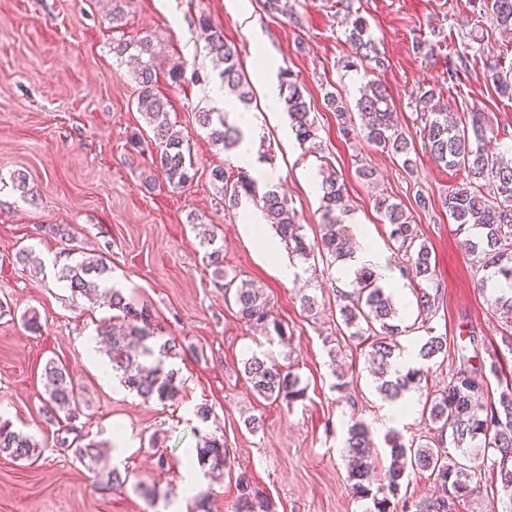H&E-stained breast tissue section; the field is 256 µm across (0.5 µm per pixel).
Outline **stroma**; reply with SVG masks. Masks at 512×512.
<instances>
[{"mask_svg": "<svg viewBox=\"0 0 512 512\" xmlns=\"http://www.w3.org/2000/svg\"><path fill=\"white\" fill-rule=\"evenodd\" d=\"M365 17L388 64L376 71L390 90L399 125L407 137L417 126L414 96L421 87L441 90L450 112L479 107L494 124L512 130V99L498 94L488 79L503 40L474 0H351ZM290 15H270L262 0H0V418L35 436L44 452L32 465L0 457V512H194L181 501L180 485L188 450L199 433L223 437L231 467L204 476L199 492L209 512H235L236 478L247 474L276 512H369L348 479L344 448L352 419L363 420L374 440L377 469H385V443L396 431L417 443L435 427L420 411L428 394L447 386L460 366L466 344L485 358L497 354L502 378L488 377L484 394L498 399L502 379H512V351L502 322L493 315L482 275L460 247V237L442 202L462 173L438 166L417 145L412 168L400 157L344 139L326 92L354 104L371 75L348 72L352 49L343 34L340 0H290ZM210 21L234 43L253 90L250 104L227 95L218 102L220 66L200 37ZM150 39L156 49V91L169 102V118L191 149L194 180L176 187L151 159L152 135L137 108L139 87L127 55L116 46ZM434 44L425 59L414 53L416 40ZM262 47L273 69L297 74L315 120L317 150L300 145L285 112L264 118L256 137L261 160L249 174L259 189H278L296 212L307 240L320 234V184L335 173L347 192L345 228L368 225L380 244L387 228L375 209L380 197L402 204L436 257L438 296L431 311L419 312L405 262L388 254L395 282L406 291L399 336L403 348L418 350L427 336L447 339V351L423 365L416 393L417 411L395 424L386 422L388 401L376 391L366 345L351 339L339 315L340 273H355L356 262L294 260L292 278L281 279L240 225L244 207L228 208L213 185L212 168L235 171L228 151L214 145L197 115L202 111H265L255 74V47ZM475 51L470 71L449 88V51ZM187 74L172 83L169 69ZM371 169L372 178L358 174ZM26 174L32 196L21 197L13 175ZM55 224L70 225L73 239L51 235ZM208 225L224 242V266L261 288L274 315L288 329L287 344L268 342L241 321L226 302L199 244L197 225ZM30 248L38 263H20L15 254ZM100 254L112 269V282L128 301L150 311L162 336L177 337L179 355L168 360L178 373L174 400L149 403L122 386L103 346L88 349L96 328L110 317L108 305L72 296L57 280L56 259L63 249ZM317 300L314 309L303 296ZM37 315L30 329L25 315ZM267 353L299 375L305 400L289 405L255 395L242 372L251 354ZM69 368L82 399L72 425L80 442L106 448L102 465L86 469L72 449L56 441L47 424L43 370L47 363ZM344 372L347 392L335 390ZM211 409L208 422L196 415ZM258 419L251 430L247 422ZM478 497L457 501L455 512H502L500 486L488 461L474 456ZM128 472L124 488H108L102 473Z\"/></svg>", "mask_w": 512, "mask_h": 512, "instance_id": "stroma-1", "label": "stroma"}]
</instances>
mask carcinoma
<instances>
[{"label":"carcinoma","mask_w":512,"mask_h":512,"mask_svg":"<svg viewBox=\"0 0 512 512\" xmlns=\"http://www.w3.org/2000/svg\"><path fill=\"white\" fill-rule=\"evenodd\" d=\"M480 10L487 15L495 28L512 30V0H480ZM344 35L353 50V59L345 62L346 68H368L384 65L381 53L370 33L369 24L362 15L346 6ZM201 36L209 53L224 64L220 73V87L234 93L240 102L251 97L250 83L239 69L238 50L224 36L218 26L203 22ZM134 51L143 58L137 73L139 93L138 109L152 126L156 148L155 162L175 187L183 186L194 178L193 164L186 157L184 141L174 131L169 119L168 101L155 91L154 53L147 38L130 42L120 50L124 54ZM469 59L462 51L448 57V81L456 84L468 72ZM488 77L503 96H512V76L509 71L489 69ZM279 99L288 114L290 127L301 143L315 139L311 118V105L307 102L302 86L286 70L279 71ZM336 112L339 132L344 138L361 135L369 144L386 152L403 157L406 167L412 166L411 154L415 152L409 140L394 123L393 99L382 82L371 79L361 88L355 108L360 126L353 124L342 97L326 94ZM436 88L418 89L415 94V122L425 148L440 166L465 173L466 182L448 191L442 201L448 216L457 224V230L466 234L462 246L473 257L474 264L483 271L503 279L512 286V159L488 149V143L500 135L489 113L472 107L463 120H450L436 101ZM200 124L209 129L211 141L226 150L233 149L242 139L241 130L218 118L213 122L212 113L198 114ZM211 180L220 184L224 204L237 206L247 199L260 206L266 224L275 229L290 253L304 261L314 253L333 260L349 258L352 245L342 225L336 222V212L346 210L344 184L335 178L322 183L320 238L314 243L306 241L297 224L295 212L288 198L276 190L257 195V184L245 173L237 177L225 174L223 168L211 171ZM380 221L389 226L388 237L396 254L403 257L417 283L418 306L431 311L438 289L434 288L436 262L431 250L421 241L418 225L398 203L386 197L376 200ZM207 264L213 267L216 279L222 281L225 300H233L237 314L252 326L261 327L269 341L286 343L287 331L274 315L269 302L252 283L238 279V275L224 269V246L217 244L211 233L203 238ZM68 262L58 270V280L65 283L72 295L100 297L108 300L119 314L112 322L97 329L107 347L112 372L123 385L145 402L173 399L179 391L177 372L166 368L165 358L179 355L177 338L166 339L159 347L153 346L156 324L144 309H136L126 302L122 290L108 285L109 267L102 258L86 255L79 259L65 253ZM346 303L339 307L342 323L350 338L367 344V356L377 381L380 395L396 402L411 391L420 388L423 369L409 368L401 372L395 368L400 345L396 336L402 333L398 324L399 311L392 296L379 284L374 272L362 267L355 273L353 289L344 295ZM493 312L502 319L505 332L512 337V289L501 290L490 297ZM447 339L430 336L418 349L417 356L430 361L446 352ZM243 373L254 393L265 400L280 399L292 404L305 398V388L299 376L254 354L243 362ZM47 399L46 412L55 417L62 412L70 421L78 414L81 404V386L70 371L53 362L44 369ZM423 411L437 425L440 439L434 443L407 444L403 437L392 432L386 437L390 448L391 463L378 485H373L374 460L371 454L372 435L362 420H353L347 429L349 478L354 495L372 500L370 512H452L459 498L469 497L477 490L474 474L467 465L452 457V447L462 455L474 452H491L493 473L500 484L503 512H512V389L506 388L495 402L484 400L483 378L465 367L459 368L448 381L445 390L426 399ZM448 443H443V438ZM202 466L219 470L231 466L224 439L206 434L196 448ZM78 458L95 466L98 463V445L89 441L74 449ZM42 453L34 436L16 430L8 421H0V456L15 461L36 462ZM428 472L443 494L413 500L399 496L401 485L409 472ZM236 512H275L270 500L252 487L245 475L236 484Z\"/></svg>","instance_id":"1"}]
</instances>
